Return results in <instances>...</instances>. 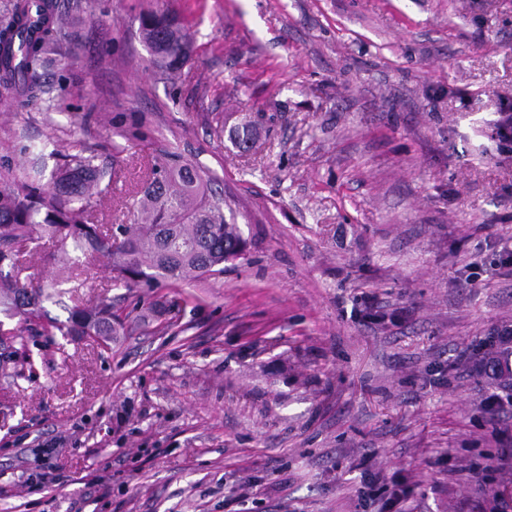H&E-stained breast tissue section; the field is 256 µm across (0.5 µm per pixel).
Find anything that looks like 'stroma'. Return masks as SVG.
<instances>
[{
	"label": "stroma",
	"mask_w": 512,
	"mask_h": 512,
	"mask_svg": "<svg viewBox=\"0 0 512 512\" xmlns=\"http://www.w3.org/2000/svg\"><path fill=\"white\" fill-rule=\"evenodd\" d=\"M77 48L65 105L0 97V165L83 142L116 171L129 224L145 164L178 152L218 179L247 250L178 288L79 301L124 333L37 336L0 370V512H494L512 496V408L472 369L512 323V0H57ZM172 9L192 61L169 83L140 19ZM248 148H239L238 138ZM506 455L487 478V455Z\"/></svg>",
	"instance_id": "35a3bbf8"
}]
</instances>
